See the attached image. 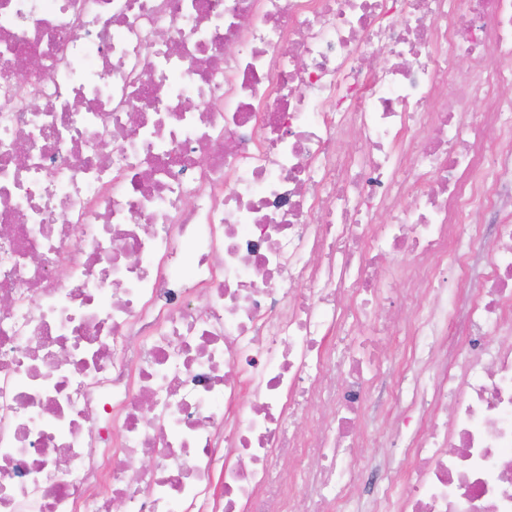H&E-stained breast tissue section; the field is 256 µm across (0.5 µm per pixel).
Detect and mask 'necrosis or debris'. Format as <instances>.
I'll return each instance as SVG.
<instances>
[{
  "mask_svg": "<svg viewBox=\"0 0 512 512\" xmlns=\"http://www.w3.org/2000/svg\"><path fill=\"white\" fill-rule=\"evenodd\" d=\"M509 184L512 0H0V512H344L394 355L368 512H512ZM488 263L487 256L482 252H474L470 257L467 288L460 290L455 288L454 279H448V296L455 301L456 315L459 321H463L473 302L484 285V275ZM388 378L385 375L378 377L375 385L374 399L368 411V426L371 430L367 448H360L359 452L365 457L381 458L385 462V468L395 470L401 461L392 452L391 448L374 447L375 436L380 440V435L389 425V402L387 395Z\"/></svg>",
  "mask_w": 512,
  "mask_h": 512,
  "instance_id": "obj_1",
  "label": "necrosis or debris"
}]
</instances>
